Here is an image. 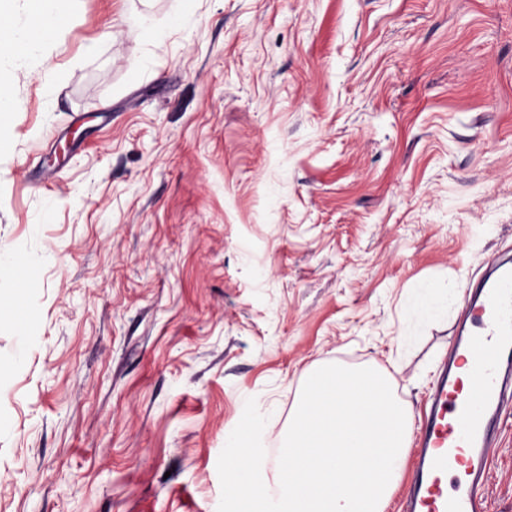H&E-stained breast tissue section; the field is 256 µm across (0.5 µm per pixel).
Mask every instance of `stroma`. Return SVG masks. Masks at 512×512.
Listing matches in <instances>:
<instances>
[{
	"mask_svg": "<svg viewBox=\"0 0 512 512\" xmlns=\"http://www.w3.org/2000/svg\"><path fill=\"white\" fill-rule=\"evenodd\" d=\"M47 52L0 68V512H217L313 365L421 417L512 252V0H78Z\"/></svg>",
	"mask_w": 512,
	"mask_h": 512,
	"instance_id": "35a3bbf8",
	"label": "stroma"
}]
</instances>
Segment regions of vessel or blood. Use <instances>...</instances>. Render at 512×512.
<instances>
[{
	"label": "vessel or blood",
	"mask_w": 512,
	"mask_h": 512,
	"mask_svg": "<svg viewBox=\"0 0 512 512\" xmlns=\"http://www.w3.org/2000/svg\"><path fill=\"white\" fill-rule=\"evenodd\" d=\"M464 326L474 332L455 345L439 373L414 452L406 512H487L493 447L512 408V263L466 286ZM471 364L469 381L454 370Z\"/></svg>",
	"instance_id": "b4317fda"
}]
</instances>
